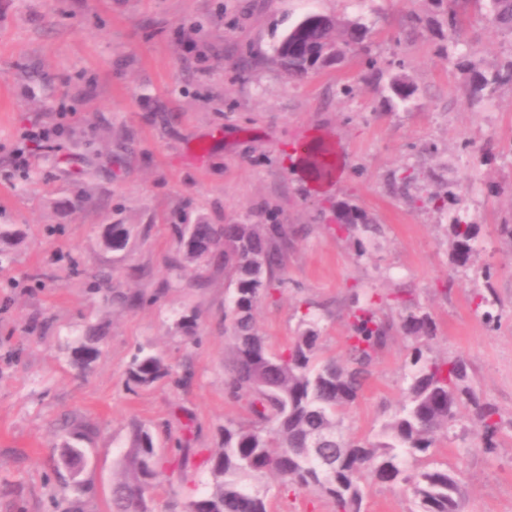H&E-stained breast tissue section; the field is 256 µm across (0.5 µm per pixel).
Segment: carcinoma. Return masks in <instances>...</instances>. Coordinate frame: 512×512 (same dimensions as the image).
I'll return each mask as SVG.
<instances>
[{"mask_svg":"<svg viewBox=\"0 0 512 512\" xmlns=\"http://www.w3.org/2000/svg\"><path fill=\"white\" fill-rule=\"evenodd\" d=\"M446 4L448 40L461 27L462 17L483 4L486 18L512 36V0H437ZM308 13L298 21L277 48L281 68L291 78L333 62L355 51L368 53L370 29L359 21H311ZM512 82V61L492 78L471 73L472 94L488 86ZM305 163L324 176L335 168L333 152L324 144L307 149ZM197 231L213 240L204 254L183 253L187 263L221 259L234 284L227 314L235 359L225 381L238 397L253 395L249 425L224 426V447L209 456L212 490L190 500L185 512H268L265 479L271 473L281 485L317 492L332 499L336 512H362L363 480L369 475L391 487L412 483L418 512H460L462 486L456 473L429 468L414 479L405 475L410 458L426 454L448 435L463 406L471 408L481 426L486 448H494L501 431L498 408L479 401L468 383L464 362L431 354L427 341L434 330L431 316L408 293L385 297L373 289L354 292L348 310V366L316 359L319 332L315 321L278 352L267 349L254 323V310L263 293L280 280L285 267L288 238L280 224H198ZM358 228L367 235L381 232L366 213L336 203V232ZM479 225L459 217L450 225L452 261L471 264ZM396 311L397 320L381 314L379 307ZM411 338L412 372L405 400L383 427L384 440H358L343 431V413L359 396L376 355L387 345L394 326ZM96 337L84 336L74 348L73 363L87 369L96 358ZM169 367L162 356L146 353L134 358L128 379L150 386L165 378ZM324 440L334 449L324 470L309 456L310 441ZM120 478L112 483L109 512H153L157 487L158 453L152 432L135 424L120 461Z\"/></svg>","mask_w":512,"mask_h":512,"instance_id":"obj_1","label":"carcinoma"}]
</instances>
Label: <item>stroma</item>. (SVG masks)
Segmentation results:
<instances>
[{
  "label": "stroma",
  "instance_id": "stroma-1",
  "mask_svg": "<svg viewBox=\"0 0 512 512\" xmlns=\"http://www.w3.org/2000/svg\"><path fill=\"white\" fill-rule=\"evenodd\" d=\"M310 12L365 23L368 53L288 78L276 47ZM458 40L449 45L436 0H0V228L17 232L0 244V512H107L136 423L159 446L155 512H183L210 489L206 459L222 448L225 424L251 414L225 388L224 266L183 264L173 230L183 215L287 227L281 281L255 310L273 351L310 318L319 359L344 363L351 293L411 291L435 323L429 347L462 359L505 423L488 450L461 409L450 435L406 472L454 468L462 512H512V244L495 232L512 224V84L473 101L457 60L469 54L492 75L512 38L475 13ZM399 75L415 89L404 104L389 90ZM34 125L48 146L24 139ZM316 138L339 157L338 175L320 187L293 157ZM436 192L444 207L431 203ZM338 201L381 234H337L328 207ZM455 215L480 227L466 268L450 256ZM110 224L129 228L124 250L104 248ZM487 282L491 324L471 303ZM184 316L193 334L180 329ZM90 329L100 355L82 372L71 350ZM411 348L393 331L347 410L349 434L375 439L395 414ZM142 351L160 354L169 376L129 382ZM84 427L86 463L74 478L60 455ZM186 446L196 453L182 467ZM266 489L268 512H336L333 500L284 492L273 476ZM364 490V512L416 508L408 485L368 477Z\"/></svg>",
  "mask_w": 512,
  "mask_h": 512
}]
</instances>
